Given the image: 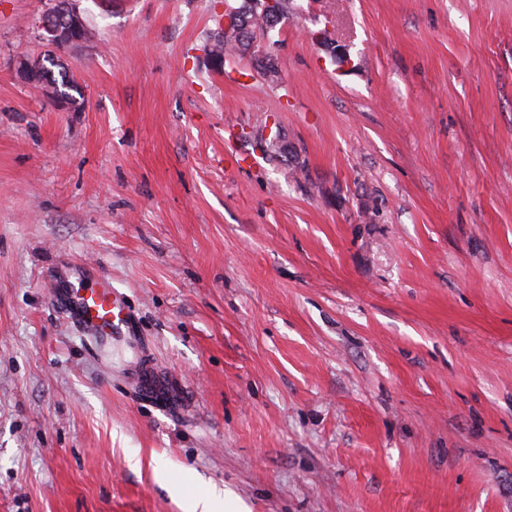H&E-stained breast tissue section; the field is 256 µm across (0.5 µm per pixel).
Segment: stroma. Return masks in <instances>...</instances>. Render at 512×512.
Wrapping results in <instances>:
<instances>
[{
    "instance_id": "obj_1",
    "label": "stroma",
    "mask_w": 512,
    "mask_h": 512,
    "mask_svg": "<svg viewBox=\"0 0 512 512\" xmlns=\"http://www.w3.org/2000/svg\"><path fill=\"white\" fill-rule=\"evenodd\" d=\"M74 2L78 112L0 0V512H512V0H293L275 84L205 60L240 0ZM58 67L61 69V71L58 72L60 80L54 75L51 69L47 68L44 71L43 61L39 58L21 60L18 65V73L25 83H31L44 72L40 81L32 86L39 90L45 97L54 101H57L59 97L66 96L70 98V103L73 102L77 107L80 104L78 98L70 93L74 91L80 96L76 82L73 78L69 77L63 66L58 64ZM96 288H65L64 308L84 330L94 336L112 338L128 327L129 315L122 297L111 282L100 278Z\"/></svg>"
}]
</instances>
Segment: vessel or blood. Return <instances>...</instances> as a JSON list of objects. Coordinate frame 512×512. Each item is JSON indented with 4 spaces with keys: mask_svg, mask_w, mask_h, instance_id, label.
I'll return each instance as SVG.
<instances>
[{
    "mask_svg": "<svg viewBox=\"0 0 512 512\" xmlns=\"http://www.w3.org/2000/svg\"><path fill=\"white\" fill-rule=\"evenodd\" d=\"M64 308L84 330L95 336L111 337L129 323L121 296L105 278L99 279L93 288H67Z\"/></svg>",
    "mask_w": 512,
    "mask_h": 512,
    "instance_id": "vessel-or-blood-1",
    "label": "vessel or blood"
}]
</instances>
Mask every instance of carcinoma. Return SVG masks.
Here are the masks:
<instances>
[{"mask_svg":"<svg viewBox=\"0 0 512 512\" xmlns=\"http://www.w3.org/2000/svg\"><path fill=\"white\" fill-rule=\"evenodd\" d=\"M290 0H279V13L274 19L263 14L261 10L254 9L248 0H243L240 6V21L236 28L224 30L221 16H216L217 31L210 36L204 47L206 60L217 58L224 60L229 56H243L252 53V43L256 34H265L273 30L281 20L288 16ZM253 66L257 73L268 83L274 84L280 80V70L276 58L270 52L254 55ZM45 97L57 100L62 96L70 98L74 104H79L78 98L73 95L77 91L74 79L70 78L66 70L53 73L46 69L40 81L35 84Z\"/></svg>","mask_w":512,"mask_h":512,"instance_id":"carcinoma-1","label":"carcinoma"}]
</instances>
